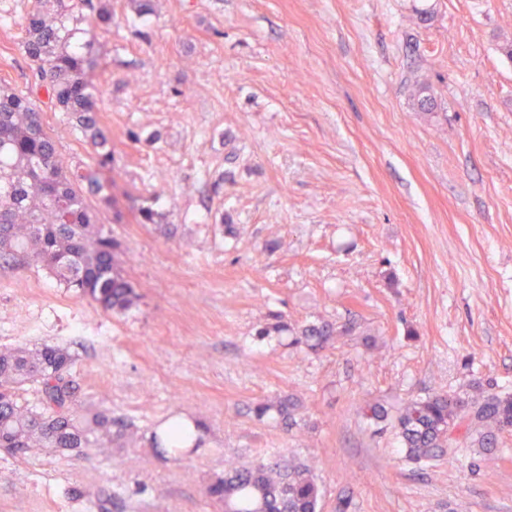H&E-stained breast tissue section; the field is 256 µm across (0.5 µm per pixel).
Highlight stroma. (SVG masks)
<instances>
[{"instance_id": "35a3bbf8", "label": "stroma", "mask_w": 512, "mask_h": 512, "mask_svg": "<svg viewBox=\"0 0 512 512\" xmlns=\"http://www.w3.org/2000/svg\"><path fill=\"white\" fill-rule=\"evenodd\" d=\"M34 3L0 0V86L32 92L73 164L82 135L17 45ZM151 8L112 0L93 75L126 212L101 222L136 304L0 270V351L68 348L79 410L134 433L88 456L0 449V512H224L209 483L258 461L310 465L322 512H512V431L418 466L362 413L512 393V0ZM275 313L356 331L301 350L261 335ZM285 397L292 426L255 416ZM175 418L196 438L160 447Z\"/></svg>"}]
</instances>
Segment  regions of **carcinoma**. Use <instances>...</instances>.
Wrapping results in <instances>:
<instances>
[{"label": "carcinoma", "mask_w": 512, "mask_h": 512, "mask_svg": "<svg viewBox=\"0 0 512 512\" xmlns=\"http://www.w3.org/2000/svg\"><path fill=\"white\" fill-rule=\"evenodd\" d=\"M87 12L100 31H110L108 0H35L19 47L36 62L51 108L66 113L82 133L88 161L73 168L65 164L35 101L0 88V261L13 269L39 265L102 309L124 313L138 294L120 268L121 243L100 224L104 212L117 223L124 213L113 193L112 137L97 118V87L90 74L104 56L84 28ZM354 330L347 323L309 324L290 345L316 351ZM74 363L67 349L51 344L0 352V448L26 454L37 446L82 455L126 437L131 424L112 418L110 409L85 416L75 412L68 379ZM28 385L41 395L38 408L20 403ZM273 409L283 421L290 419L289 405L281 401L259 402L254 412L264 417ZM395 421L405 457L413 463L430 462L447 448L487 453L512 426V394L437 392L405 403ZM166 435L182 444L190 429L176 419ZM208 494L224 502V512H321V489L304 463L234 466L211 481Z\"/></svg>", "instance_id": "cac0c4a2"}]
</instances>
